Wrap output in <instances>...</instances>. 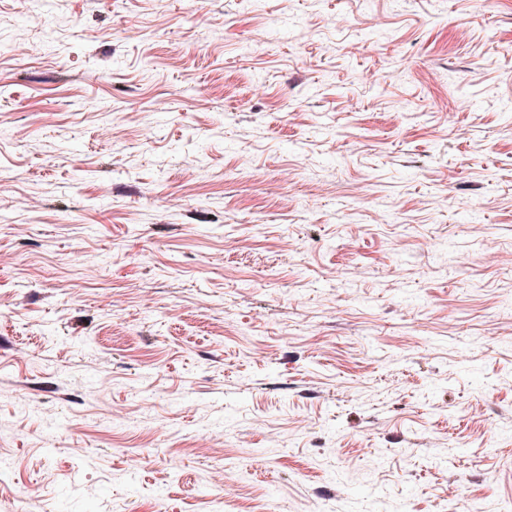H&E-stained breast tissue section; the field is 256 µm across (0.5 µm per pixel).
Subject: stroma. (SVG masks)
<instances>
[{
	"instance_id": "35a3bbf8",
	"label": "stroma",
	"mask_w": 512,
	"mask_h": 512,
	"mask_svg": "<svg viewBox=\"0 0 512 512\" xmlns=\"http://www.w3.org/2000/svg\"><path fill=\"white\" fill-rule=\"evenodd\" d=\"M510 326L512 0H0V512H507Z\"/></svg>"
}]
</instances>
